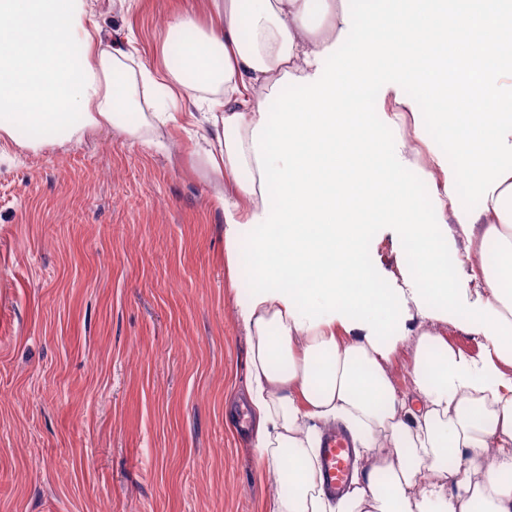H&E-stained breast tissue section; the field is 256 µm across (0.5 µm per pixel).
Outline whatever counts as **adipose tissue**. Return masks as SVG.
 <instances>
[{
    "label": "adipose tissue",
    "mask_w": 512,
    "mask_h": 512,
    "mask_svg": "<svg viewBox=\"0 0 512 512\" xmlns=\"http://www.w3.org/2000/svg\"><path fill=\"white\" fill-rule=\"evenodd\" d=\"M170 33L186 39L160 72L133 44L104 43L87 0H0V140L23 128L35 151L108 126L162 153L154 121L212 128L196 151L224 183L229 277L252 259L234 316L250 341L261 512H512V0H207L176 11ZM457 39L465 58L448 49ZM439 84L490 113L460 111ZM424 107L455 155L419 157L420 132L403 133ZM418 166L428 209L407 176ZM465 182L477 208L457 203ZM380 216L409 267L400 288L367 260ZM458 238L496 248L491 263L467 252L476 290L464 303L448 280ZM413 309L454 317L482 355L411 333ZM409 341L407 398L386 362ZM336 425L357 466L334 497L319 448Z\"/></svg>",
    "instance_id": "1"
}]
</instances>
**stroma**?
<instances>
[{
  "instance_id": "stroma-1",
  "label": "stroma",
  "mask_w": 512,
  "mask_h": 512,
  "mask_svg": "<svg viewBox=\"0 0 512 512\" xmlns=\"http://www.w3.org/2000/svg\"><path fill=\"white\" fill-rule=\"evenodd\" d=\"M177 0H88L145 63ZM158 153L107 127L32 153L0 140V512H258L264 486L227 418L245 391L241 275L221 187L187 136ZM373 273L403 256L369 233Z\"/></svg>"
}]
</instances>
